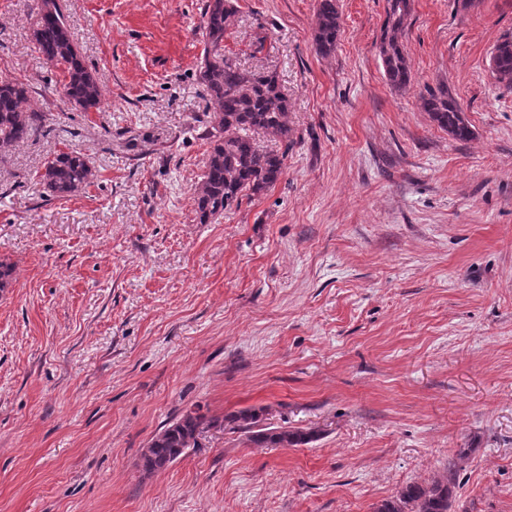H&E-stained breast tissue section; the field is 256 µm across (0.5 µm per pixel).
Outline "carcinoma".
Listing matches in <instances>:
<instances>
[{
	"instance_id": "cac0c4a2",
	"label": "carcinoma",
	"mask_w": 512,
	"mask_h": 512,
	"mask_svg": "<svg viewBox=\"0 0 512 512\" xmlns=\"http://www.w3.org/2000/svg\"><path fill=\"white\" fill-rule=\"evenodd\" d=\"M379 44L384 76L394 89L405 90L412 81L407 53L402 41L408 17V0H389ZM36 21L31 41L43 62L61 71L60 94L85 112L104 103V91L95 75L84 65L74 42L68 16L59 0H37ZM237 10L232 0H208L202 25L203 51L198 79L206 88L207 135L212 139L202 180L195 190L199 223L206 224L224 211L239 206L243 197L259 195L272 187L284 173L287 151L263 146L256 135L262 133L282 142L290 141L288 97L276 73L247 71L224 54V34L234 25ZM340 14L336 0H319L313 42L322 56L336 50ZM496 80L512 87V39L499 41L490 56ZM30 87L0 77V152L38 132L47 120L43 112L28 109ZM423 108L438 127L459 140L471 136V129L457 100L444 90L422 98ZM96 177L89 158L79 149L62 151L49 159L40 175L47 191L56 197L72 196ZM247 439L264 447L288 448L306 444L315 432L259 426L252 410L230 416ZM220 426L217 419L197 410L189 411L156 435L150 453L143 454V467L152 472L163 462L183 455L195 433ZM459 462L448 463V475L426 484H408L374 512H452L455 502Z\"/></svg>"
}]
</instances>
